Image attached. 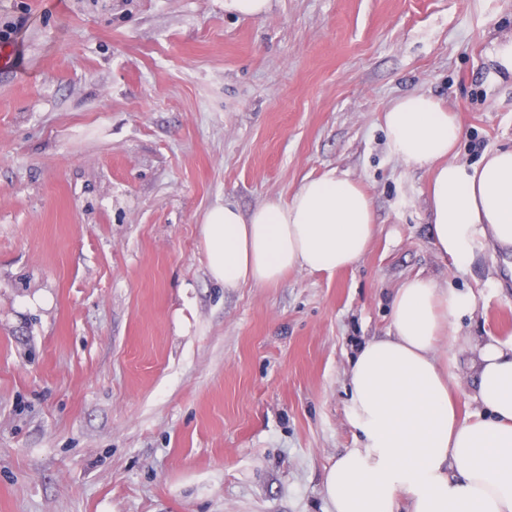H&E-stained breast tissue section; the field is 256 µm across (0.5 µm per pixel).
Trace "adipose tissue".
<instances>
[{
	"label": "adipose tissue",
	"instance_id": "adipose-tissue-1",
	"mask_svg": "<svg viewBox=\"0 0 512 512\" xmlns=\"http://www.w3.org/2000/svg\"><path fill=\"white\" fill-rule=\"evenodd\" d=\"M382 121L393 160L434 171L426 209L440 259L462 271L486 249L512 250V147L474 165L451 160L463 129L418 91L393 100ZM375 230L368 194L330 172L285 203L215 206L199 234L210 276L241 288L355 266ZM473 311L471 293L426 276L396 288L392 334L366 342L349 370V420L363 445L327 472L333 512H512V341L449 335ZM453 380L470 383L475 416L459 418Z\"/></svg>",
	"mask_w": 512,
	"mask_h": 512
}]
</instances>
